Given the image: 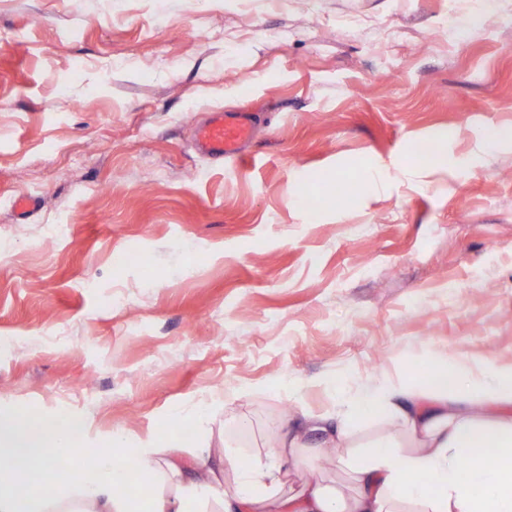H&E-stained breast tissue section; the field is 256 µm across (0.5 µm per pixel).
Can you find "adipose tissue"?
Here are the masks:
<instances>
[{
    "label": "adipose tissue",
    "instance_id": "1",
    "mask_svg": "<svg viewBox=\"0 0 512 512\" xmlns=\"http://www.w3.org/2000/svg\"><path fill=\"white\" fill-rule=\"evenodd\" d=\"M500 407L486 421L456 406L458 392ZM390 407L406 444L387 436L342 457L341 488L311 473L298 488L287 477L304 456L307 434L326 444L350 442L360 418ZM211 446L183 448L154 433L106 438L81 447L63 417L0 411V512H512V369L471 372L441 363L419 386L382 385L347 398L335 418L282 424L275 442L242 461L228 435ZM493 444L497 464L459 462ZM137 459L148 491L127 489V461Z\"/></svg>",
    "mask_w": 512,
    "mask_h": 512
}]
</instances>
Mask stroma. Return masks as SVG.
<instances>
[{
    "label": "stroma",
    "instance_id": "35a3bbf8",
    "mask_svg": "<svg viewBox=\"0 0 512 512\" xmlns=\"http://www.w3.org/2000/svg\"><path fill=\"white\" fill-rule=\"evenodd\" d=\"M478 7L0 0V409L248 454L424 366L512 368V140L482 144L512 127V0L460 34ZM216 110L260 117L245 161L193 150Z\"/></svg>",
    "mask_w": 512,
    "mask_h": 512
}]
</instances>
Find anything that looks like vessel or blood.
<instances>
[{"label":"vessel or blood","instance_id":"b4317fda","mask_svg":"<svg viewBox=\"0 0 512 512\" xmlns=\"http://www.w3.org/2000/svg\"><path fill=\"white\" fill-rule=\"evenodd\" d=\"M254 133L249 113L214 111L206 121L196 126L194 146L205 157L233 161L243 155Z\"/></svg>","mask_w":512,"mask_h":512}]
</instances>
